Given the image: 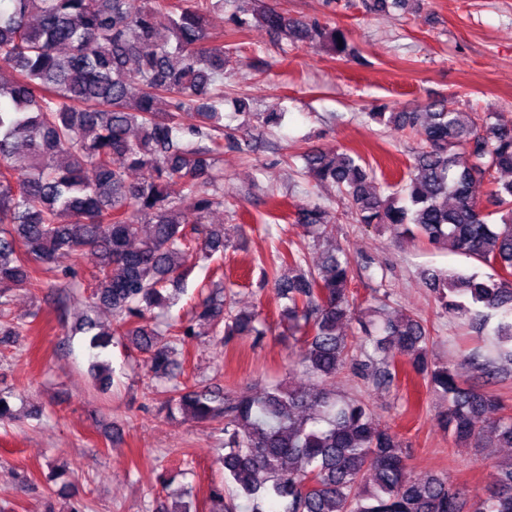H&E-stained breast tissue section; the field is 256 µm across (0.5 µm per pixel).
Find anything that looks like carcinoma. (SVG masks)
<instances>
[{
	"label": "carcinoma",
	"instance_id": "1",
	"mask_svg": "<svg viewBox=\"0 0 512 512\" xmlns=\"http://www.w3.org/2000/svg\"><path fill=\"white\" fill-rule=\"evenodd\" d=\"M209 11L210 0H141L137 8L131 0H0V345L19 335L10 290L49 291L54 285L39 273L62 254L91 250L90 304L113 317L110 330L88 316L79 324L99 389L112 387L102 352L117 337L130 339L148 354L154 375L175 380L164 407L224 434V481L251 503L250 512H512V458L498 464L497 486L476 498L439 476L407 480L406 451L369 407L327 388L350 349L339 325L355 318L361 343L381 353L361 364L363 374L389 385L408 366L448 399L443 423L455 439L478 438L482 422L512 447V415L500 402L428 361L421 319L384 304L356 316L351 262L340 247L319 267L290 250L269 271L288 300L281 321L301 343L294 366L318 392L273 386L219 399L174 373L176 348L162 340L151 311L193 254L224 251V228L205 224L224 207L216 167L224 153V43L209 39ZM259 19L273 33L347 50L340 28L293 19L276 6ZM368 117L408 128L423 142L391 194L382 195L373 167L355 151L305 152L306 176L348 198L359 224L446 242L489 266L485 277L428 269L422 279L453 318L496 312L492 347L512 361V180L493 179L512 173V124L489 123L446 99L420 112L382 107ZM20 148L28 155L22 169L14 162ZM132 172L139 177L130 179ZM488 178L495 224L471 192ZM171 185L179 191H168ZM297 217L308 235L331 233L320 204L299 208ZM194 321L224 323L220 345L265 335L258 314H224L221 279L198 298L182 335H192Z\"/></svg>",
	"mask_w": 512,
	"mask_h": 512
}]
</instances>
